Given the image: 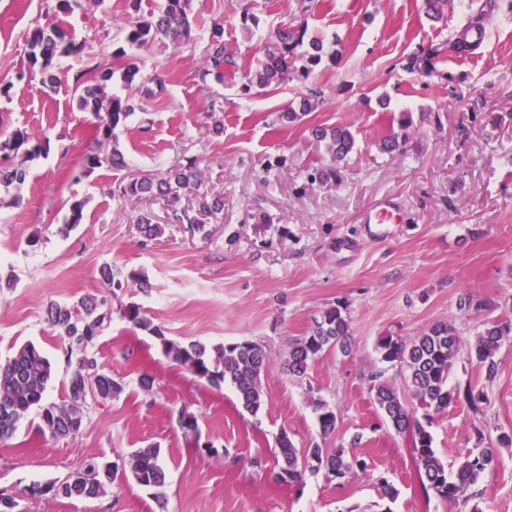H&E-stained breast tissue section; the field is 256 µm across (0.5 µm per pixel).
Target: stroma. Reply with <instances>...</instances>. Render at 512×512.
Returning <instances> with one entry per match:
<instances>
[{"mask_svg": "<svg viewBox=\"0 0 512 512\" xmlns=\"http://www.w3.org/2000/svg\"><path fill=\"white\" fill-rule=\"evenodd\" d=\"M56 4L0 0V136L22 130L44 146L27 161L24 183L0 182V358L28 341L39 345L53 365L47 398L64 403L75 362L48 310L104 296L112 322L95 349L124 391L88 400L76 436L41 434L34 410L12 439L0 441V492L13 497L15 512H383L382 476L399 491L393 512H471L476 505L512 512V447L499 448L469 502L425 498L409 437L385 425L369 392L381 336H415L450 321L471 340L484 318L461 309L470 297L493 302L488 317L512 320V0H448L439 21L427 15L426 0H193L195 43L151 44L124 90L137 104L116 131L127 168L87 174L80 168L95 147L93 119L79 111L73 79L90 64L115 66L120 24L132 9L129 0H108L102 12L64 14ZM50 12L75 40L89 42L82 56L62 59L52 91L29 74L25 54L29 28ZM478 13L479 48L450 50ZM219 16L234 60L220 84L199 77ZM287 19L305 25L307 40H322L321 63L304 73L308 48L300 46L286 86L244 91L242 75L255 66L268 31ZM429 49L430 73L407 69L411 55ZM160 72L166 90L158 100L145 90ZM216 96L224 110L214 119L208 109ZM308 96L314 109L303 123L280 126V109ZM404 112L410 124L400 131L401 151L382 153L381 138ZM314 124L345 125L356 136L337 179L310 177L329 160L310 133ZM188 157L197 159L210 195L224 200L205 233L168 223L162 202L112 193L115 182ZM16 197L21 205H13ZM384 199L394 221L383 238H369L366 214ZM75 200L84 204V219L61 235ZM143 210L163 225L161 237L140 233ZM106 264L140 271L147 289L108 290L100 277ZM339 303L351 318L352 353H327L303 379L288 376L283 363L294 343ZM132 304L175 340L265 345L263 410L251 415L231 384L211 387L167 360L153 336L123 318ZM496 363L490 378L463 360L451 378L483 390L488 401L478 414L459 403L436 415L431 432L446 465L479 447L480 436L512 431V335ZM145 374L152 388L141 386ZM313 389L337 415L326 437L308 404ZM183 410L195 415L197 435L180 428ZM283 430L296 448L316 442L367 468L339 484L321 474L294 487L278 484L275 439ZM152 443L163 451L162 494L121 477L94 499L33 491L87 460L119 463Z\"/></svg>", "mask_w": 512, "mask_h": 512, "instance_id": "1", "label": "stroma"}]
</instances>
